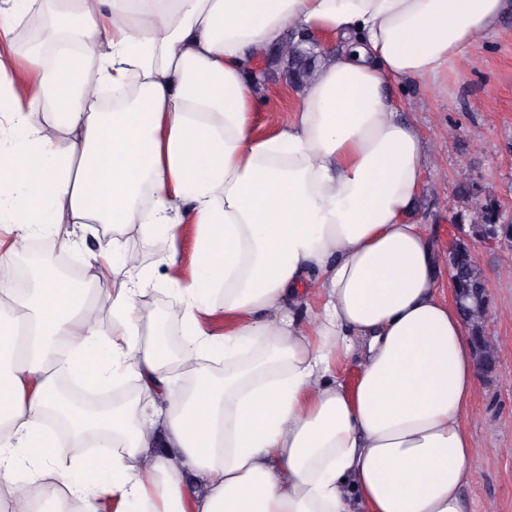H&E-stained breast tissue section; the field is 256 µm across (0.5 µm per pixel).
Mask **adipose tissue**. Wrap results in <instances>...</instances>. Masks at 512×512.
<instances>
[{
    "mask_svg": "<svg viewBox=\"0 0 512 512\" xmlns=\"http://www.w3.org/2000/svg\"><path fill=\"white\" fill-rule=\"evenodd\" d=\"M512 15V0H71L52 65L16 89L0 57V502L31 512L53 494L80 512L108 496L121 512H465L476 444L467 421L474 346L441 288V259L410 218L428 142L385 85L411 79L447 91L456 62ZM336 47L295 88L297 106L273 135L253 133L269 85L260 53L294 33ZM97 56V83L79 81ZM133 89L106 112L99 84ZM39 112L51 120L38 122ZM197 225L195 274L170 319L185 343L143 337L148 276L113 246L124 277L87 261V287L44 267L28 297L13 257L57 224L138 227L177 238ZM325 302L292 311L302 288ZM97 290L113 328L99 327ZM223 293V307L214 296ZM231 318L223 338L201 320ZM320 345H312L311 336ZM225 359L223 379L201 368ZM356 357L354 388L330 378ZM190 377L175 387L173 373ZM134 377L154 408L97 411L65 395ZM98 435L96 454L62 464L47 428Z\"/></svg>",
    "mask_w": 512,
    "mask_h": 512,
    "instance_id": "obj_1",
    "label": "adipose tissue"
}]
</instances>
